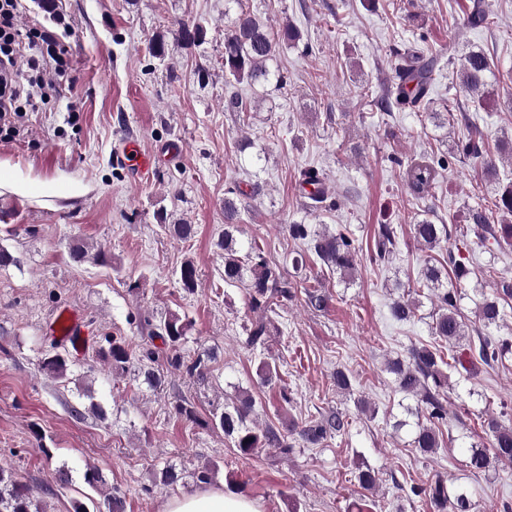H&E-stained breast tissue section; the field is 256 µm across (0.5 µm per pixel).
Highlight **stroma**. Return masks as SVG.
<instances>
[{"instance_id":"stroma-1","label":"stroma","mask_w":512,"mask_h":512,"mask_svg":"<svg viewBox=\"0 0 512 512\" xmlns=\"http://www.w3.org/2000/svg\"><path fill=\"white\" fill-rule=\"evenodd\" d=\"M468 2L374 0L369 8L363 0H242L228 8L224 0H20L23 28L62 33L69 69L46 103L23 112L19 133L0 134V161L16 165L21 178L78 189L63 203L0 192V246L22 261L0 270V467L29 485L46 512L104 503L111 488L124 512H162L171 498L199 488L203 470L209 487L259 501L265 512H433L410 488L438 479L468 490L473 512H512V464L478 474L463 465L472 446L490 445L488 418L512 427V353L467 373L449 371L448 423L427 457L412 445L417 400L399 393L385 369L388 359L435 341L430 291L420 294L411 320L390 314L425 262L441 266L453 256L468 268L458 307L473 330L481 328L483 298L499 282L512 283V246L483 239L469 221L472 209L491 204L499 183L512 180V157L496 155L491 178L456 150L466 115L490 146L512 136V0H485L493 20L486 29L468 25ZM242 9L274 29H300L298 45L281 46L268 63L282 86L253 88L225 77L224 31ZM183 23L203 25L204 43L183 44ZM159 36L165 54L156 58L150 47ZM452 46L482 49L494 60L493 92L482 108L455 86ZM411 47L439 56L431 110L447 114L443 127L422 112L387 113L360 101L362 88L388 80L398 54ZM233 94L243 100L241 111L224 108ZM128 142L159 157L152 178L139 179L121 162ZM426 152L447 156L449 167L419 201L398 164ZM308 166L331 191L318 211L303 206L299 191V172ZM235 184L243 191L240 252L258 242L301 285L276 309L278 330L265 348L245 343L247 285L225 283L215 246L224 231V191ZM161 206L169 222L193 225L190 240L164 230ZM426 216L448 229L432 250L412 234ZM291 224L349 233L361 258L355 276L342 278L292 240ZM383 224L396 228L398 243L390 262L377 264L371 253ZM76 239L107 250L111 267L74 262L69 245ZM187 260L199 272L192 294L178 283ZM310 284L322 286L326 308L311 306L303 291ZM64 309L78 310L90 327L81 352L49 333V320ZM172 312L191 323L182 354L213 353L204 376L168 367L154 392L138 364L115 374L98 359L111 337L136 355L163 351L150 327ZM484 331L512 339V301L503 320ZM57 353L69 360L63 378L42 369ZM265 361L277 364L291 402L259 385ZM340 368L350 390L334 383ZM239 389L253 398L252 426L286 433L331 408L349 425L319 446L243 457L222 430L203 425ZM179 401L193 407L196 421L176 414ZM90 465L102 470L106 488L85 483ZM62 466L65 481L57 476ZM168 467L180 475L176 484L161 481ZM367 467L378 476L371 491L356 480Z\"/></svg>"}]
</instances>
